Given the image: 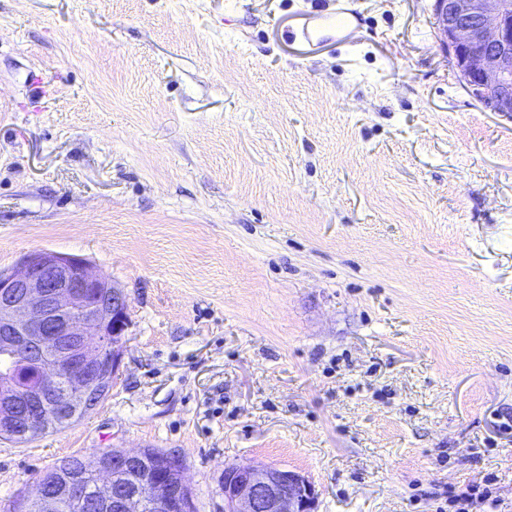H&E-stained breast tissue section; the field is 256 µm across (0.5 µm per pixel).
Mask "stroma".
Segmentation results:
<instances>
[{
    "label": "stroma",
    "instance_id": "stroma-1",
    "mask_svg": "<svg viewBox=\"0 0 512 512\" xmlns=\"http://www.w3.org/2000/svg\"><path fill=\"white\" fill-rule=\"evenodd\" d=\"M0 0V271L77 255L128 298L74 425L0 441V512L101 448L304 474L316 512H512V117L433 0ZM315 21L320 23L305 21L298 30L300 40L308 45L313 44L317 37L326 29H336V24L339 26L349 25L350 17L342 10L337 12L333 10L328 14L319 16ZM481 483H473L467 485L464 490H450L448 492V500L456 506L455 512H468L467 508L473 498L480 496L483 499L491 497V491L484 487L480 492Z\"/></svg>",
    "mask_w": 512,
    "mask_h": 512
}]
</instances>
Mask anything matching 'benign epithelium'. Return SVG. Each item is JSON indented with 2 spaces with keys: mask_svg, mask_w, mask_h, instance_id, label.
<instances>
[{
  "mask_svg": "<svg viewBox=\"0 0 512 512\" xmlns=\"http://www.w3.org/2000/svg\"><path fill=\"white\" fill-rule=\"evenodd\" d=\"M440 35L468 93L489 112L512 115V0H434ZM127 296L84 258L40 251L21 268L0 271V351L23 359L0 372V435L17 437L12 426L24 421L23 435L56 428L64 411L36 408L33 402L55 392L59 367L74 373L76 398L90 410L109 392L119 369L127 329ZM154 460L159 475L144 491L128 496L116 471ZM98 474L94 498L120 512H196L193 488L180 456L150 448L112 449L93 461ZM178 474L177 486L165 475ZM224 512H315L318 493L297 472L273 465L224 469Z\"/></svg>",
  "mask_w": 512,
  "mask_h": 512,
  "instance_id": "1",
  "label": "benign epithelium"
}]
</instances>
